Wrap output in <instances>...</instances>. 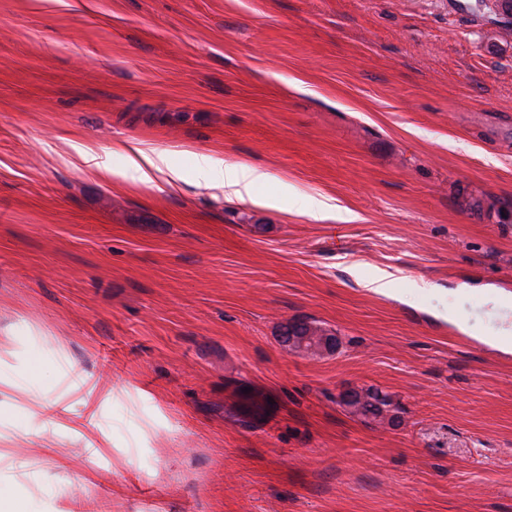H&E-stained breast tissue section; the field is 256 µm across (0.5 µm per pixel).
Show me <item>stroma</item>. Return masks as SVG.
Instances as JSON below:
<instances>
[{
	"label": "stroma",
	"mask_w": 512,
	"mask_h": 512,
	"mask_svg": "<svg viewBox=\"0 0 512 512\" xmlns=\"http://www.w3.org/2000/svg\"><path fill=\"white\" fill-rule=\"evenodd\" d=\"M469 2L0 0V512H512V353L467 333L512 294V38ZM126 158V174L141 185H154L155 175L166 171L169 173L168 183L181 179V175L171 167L164 152L145 150L138 145L127 143L124 145ZM198 173L209 183L224 188V196L242 202L267 203L266 198L256 194V187L264 179V174L245 163H237L222 167L219 161L208 153L196 154ZM283 339L286 340L283 345L288 348L289 352L309 358L323 357L333 351L336 344L335 338L326 332L310 330L302 333L295 331L292 327L289 328V333L286 329V336Z\"/></svg>",
	"instance_id": "35a3bbf8"
}]
</instances>
